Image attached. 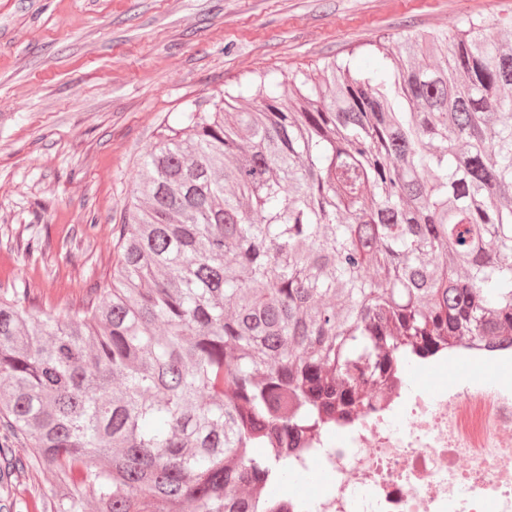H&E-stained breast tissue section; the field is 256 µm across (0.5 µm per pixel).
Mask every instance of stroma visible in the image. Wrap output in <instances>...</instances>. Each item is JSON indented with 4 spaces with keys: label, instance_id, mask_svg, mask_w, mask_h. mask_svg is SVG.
I'll use <instances>...</instances> for the list:
<instances>
[{
    "label": "stroma",
    "instance_id": "1",
    "mask_svg": "<svg viewBox=\"0 0 512 512\" xmlns=\"http://www.w3.org/2000/svg\"><path fill=\"white\" fill-rule=\"evenodd\" d=\"M471 20L511 21L512 0H0V288L30 284L42 307L102 287L141 162L188 106L331 60L370 72L378 44Z\"/></svg>",
    "mask_w": 512,
    "mask_h": 512
}]
</instances>
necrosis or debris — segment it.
Instances as JSON below:
<instances>
[{
	"label": "necrosis or debris",
	"instance_id": "4bbe7bcc",
	"mask_svg": "<svg viewBox=\"0 0 512 512\" xmlns=\"http://www.w3.org/2000/svg\"><path fill=\"white\" fill-rule=\"evenodd\" d=\"M482 371L424 390L397 375L304 455L327 487L280 512H512L511 350L455 340L440 363Z\"/></svg>",
	"mask_w": 512,
	"mask_h": 512
}]
</instances>
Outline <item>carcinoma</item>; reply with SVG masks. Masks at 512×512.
<instances>
[{
	"instance_id": "cac0c4a2",
	"label": "carcinoma",
	"mask_w": 512,
	"mask_h": 512,
	"mask_svg": "<svg viewBox=\"0 0 512 512\" xmlns=\"http://www.w3.org/2000/svg\"><path fill=\"white\" fill-rule=\"evenodd\" d=\"M391 57L187 108L105 287L0 288V512H278L365 387L452 339L512 344V46L471 22Z\"/></svg>"
}]
</instances>
